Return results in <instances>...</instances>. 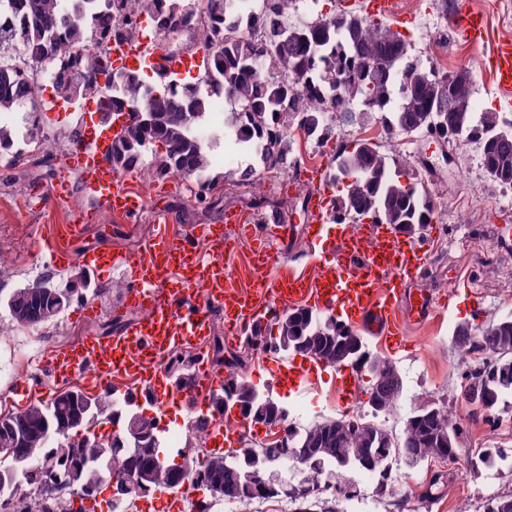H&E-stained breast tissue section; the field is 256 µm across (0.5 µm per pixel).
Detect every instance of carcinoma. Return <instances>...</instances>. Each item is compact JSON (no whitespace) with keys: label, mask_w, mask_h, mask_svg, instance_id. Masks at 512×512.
<instances>
[{"label":"carcinoma","mask_w":512,"mask_h":512,"mask_svg":"<svg viewBox=\"0 0 512 512\" xmlns=\"http://www.w3.org/2000/svg\"><path fill=\"white\" fill-rule=\"evenodd\" d=\"M113 0H0V12L13 10L22 23L13 32L0 31V50L13 47L16 64H0V112L21 107L42 111L30 79L41 66L54 64L57 95L75 92L98 103L107 122L116 99L123 98L134 113L112 141L109 161L123 173L143 168L173 171L195 178L209 189V149L220 137L211 133L202 143L192 129L203 124L210 99L221 88L243 108L224 113V133L251 150L265 169L298 163L288 130L295 127L311 140L333 137L336 104L342 103L347 124L377 119L389 135L434 137L446 150L451 132L467 130L478 146L488 178L512 188V122L500 113L455 111L471 102L473 74L468 69L443 73L412 56L408 42L390 25L353 4L322 14L305 25L288 24L298 0H263L264 20L233 9V0H129L138 14H147L155 30L169 37L186 35L185 23L201 11L208 20L192 30L189 56L202 54L197 75L174 73L150 82L144 68L114 69L102 52L76 58L74 50L95 41L98 32L111 30L121 42L139 35L128 16L112 11ZM105 75L112 93L101 97L96 79L77 76L75 68ZM321 98L320 108L302 112L301 94ZM39 141L32 130L0 126V153ZM328 181L336 188L331 219L347 224H389L415 235L437 221L432 196L419 174L384 154L378 142L363 140L348 149L339 144L336 166ZM248 206L274 224L285 223L283 203L258 196ZM78 289L71 281L42 280L14 289L5 300L14 324L30 328L55 320L67 309ZM278 338L274 350L314 357L338 365L344 356L368 361L375 377L369 396L380 387L388 392L370 405L373 416L389 413L403 390L396 365L372 357L364 336L330 315L306 307H291L275 317ZM459 356L482 351L491 357L478 361L466 380L478 382L482 416L503 410L512 397V317L500 318L475 340L469 325L455 328ZM236 405L242 417L284 434L265 444L242 443L228 453H207L200 461L180 454L168 462L159 448L155 416L133 404L117 407L109 392L87 394L66 390L49 405L34 403L8 412L0 421V448H11L16 458L0 462V512H95L86 501L116 477L109 512H125L147 493L172 491L185 480L205 486L217 500L243 503L285 497L295 512H312L318 495L313 489L329 476H347L352 470L379 473L392 484L403 469L421 468L432 459L454 462L460 454V431L445 406L429 405L408 413L395 432L356 418L327 419L309 426L287 423L288 412L260 395L231 366L224 376V400ZM104 423L118 429L98 433ZM512 463V454L492 449L467 458L468 469L479 472L493 461ZM484 512H512V495L486 500Z\"/></svg>","instance_id":"obj_1"}]
</instances>
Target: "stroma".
I'll return each mask as SVG.
<instances>
[{"instance_id":"1","label":"stroma","mask_w":512,"mask_h":512,"mask_svg":"<svg viewBox=\"0 0 512 512\" xmlns=\"http://www.w3.org/2000/svg\"><path fill=\"white\" fill-rule=\"evenodd\" d=\"M463 1L471 10L483 14L491 43L512 40V0H396L398 11L414 19L408 35L411 53L439 68L472 70L474 111H496L512 117V102L492 74L479 68L470 46L460 35H452L446 58L435 54L431 30L446 24L449 11ZM37 118L39 151L21 155L14 165H0V254L6 257L9 268L8 275L0 278V332L7 334L0 341V409L5 411L15 407L16 383L37 373L44 355L64 352L79 336H109L120 329L114 315L124 300L120 287L125 280L123 271L115 269L96 275L76 264L54 265L48 253L35 248L43 228L84 225V236L69 243L76 253L90 247L132 253L151 237L162 213H172L183 232L223 223L229 212H246L253 196L252 191L237 185L240 170L253 165V156L223 142L214 149L209 170L216 183L208 195L214 209L203 210L192 195L193 179L159 180L146 191L139 173L133 172L125 174L124 181L131 190L141 193L143 204L132 217H115L89 198L84 172L72 159L73 135L84 131L90 113L49 108L38 113ZM336 138L349 145L370 139L381 143L389 155L410 161L424 146L417 138L385 135L375 120L365 125L337 123ZM455 158L471 167L473 180L460 184L456 173L438 160L433 163L434 175L425 176L437 208L436 237L430 242L429 266L411 285L412 291L444 298L447 311L426 324L406 326L402 348L392 353L386 352L374 336L365 338L372 355L396 363L404 383L400 413L379 416L378 421L396 429L403 412L435 402L456 414L464 452L474 448H512V407H505L493 423L472 416L463 398L465 373L457 365L452 336L456 325L483 329L501 317L512 316V249H504L496 240L499 225L512 224V192L486 178L475 145L457 143ZM61 178L67 180L70 189L66 204L57 203L50 193ZM289 216L294 231L280 246L278 262L303 271L313 270L321 253L302 231L304 214L293 209ZM83 276L90 283L88 290L75 298L55 322L30 329L13 324L4 304L13 289L42 279L76 282ZM211 321L212 333L219 341L206 343V352H213L219 344L224 356H240V372L247 382L288 408L290 419L307 425L330 417H350L351 405L343 402L336 390L338 367H320L314 384L305 389H273V370L262 361L259 351L227 334L220 309H212ZM353 479L359 494L339 499L338 512H397L394 503L398 500L403 501L404 512H483L485 499L512 495V468L474 476L468 473L464 457L451 464L435 461L417 469L401 470L394 497L379 494L376 484L367 482L363 473H354Z\"/></svg>"}]
</instances>
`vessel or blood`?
<instances>
[{"label":"vessel or blood","mask_w":512,"mask_h":512,"mask_svg":"<svg viewBox=\"0 0 512 512\" xmlns=\"http://www.w3.org/2000/svg\"><path fill=\"white\" fill-rule=\"evenodd\" d=\"M449 24L473 48L484 47L486 29L477 14L458 11ZM481 63L494 71L504 90L512 89L511 43L501 44ZM143 64L170 73L191 66L184 59L161 61L135 42L121 44L112 58L116 69ZM114 135V129L90 125L84 142L76 146V155L86 175L89 196L113 215L127 216L140 209L141 200L124 186L122 174L108 160ZM331 197L330 188H323L308 205V239L335 257L312 276L274 268V249L282 231L278 225L265 227L260 233L268 244L264 254L248 251L243 265L234 269L224 265L229 246L223 235L205 226L175 238L173 218L168 214L159 219L152 238L132 254L106 247L76 254L40 237L41 247L54 263L76 262L91 273L124 269L128 275L127 300L146 307L147 313L120 332L85 335L62 354L47 358L44 379L20 381L17 396L29 399L47 379L59 386L76 385L96 393L110 390L126 400L150 399L162 409L175 404L200 405L212 413L210 449L220 453L228 444L225 424H234L239 436L248 430L247 423L235 414L213 410L211 399L222 388L223 377L210 372L180 388L161 366L163 359L186 349L194 350L197 365H207L203 346L211 334V308H223L245 333L277 314L282 303L310 302L320 312L374 336L381 346L396 349L404 325L425 321L434 308L433 298L413 295L408 288L430 261V241L414 240L379 224H364L358 232L346 224H331ZM203 241L209 243V251H201ZM267 268L272 271L268 277L263 274ZM318 366L312 357L276 363L275 384L293 390L307 387Z\"/></svg>","instance_id":"b4317fda"}]
</instances>
